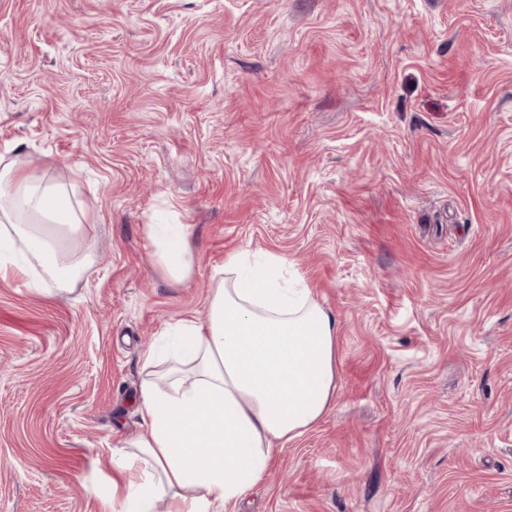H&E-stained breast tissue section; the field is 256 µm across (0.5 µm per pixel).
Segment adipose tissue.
Returning a JSON list of instances; mask_svg holds the SVG:
<instances>
[{
  "instance_id": "obj_1",
  "label": "adipose tissue",
  "mask_w": 512,
  "mask_h": 512,
  "mask_svg": "<svg viewBox=\"0 0 512 512\" xmlns=\"http://www.w3.org/2000/svg\"><path fill=\"white\" fill-rule=\"evenodd\" d=\"M86 217L65 196L0 153V277L42 271L63 290L92 258L76 246ZM161 270L181 281L192 271L183 224L148 227ZM20 241L23 251L11 249ZM287 259L248 252L224 262L206 317L168 327L176 356L143 382L144 430L112 451L121 512H224L267 476L278 443L306 433L336 392L338 321L313 297Z\"/></svg>"
}]
</instances>
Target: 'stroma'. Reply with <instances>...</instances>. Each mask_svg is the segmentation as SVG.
<instances>
[{"instance_id":"stroma-1","label":"stroma","mask_w":512,"mask_h":512,"mask_svg":"<svg viewBox=\"0 0 512 512\" xmlns=\"http://www.w3.org/2000/svg\"><path fill=\"white\" fill-rule=\"evenodd\" d=\"M7 147L93 261L0 278V512H113L141 353L241 251L336 316L337 389L227 512H512V0H0ZM147 228L156 245L161 270L176 281L188 278L192 271L193 255L187 226L150 224Z\"/></svg>"}]
</instances>
